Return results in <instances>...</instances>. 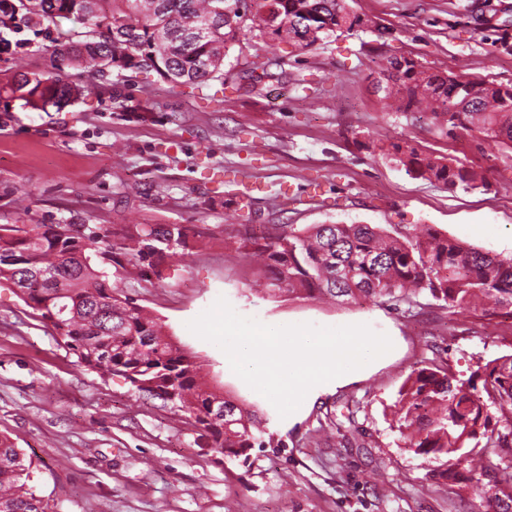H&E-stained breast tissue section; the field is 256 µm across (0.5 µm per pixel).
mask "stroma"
Returning a JSON list of instances; mask_svg holds the SVG:
<instances>
[{
    "label": "stroma",
    "mask_w": 512,
    "mask_h": 512,
    "mask_svg": "<svg viewBox=\"0 0 512 512\" xmlns=\"http://www.w3.org/2000/svg\"><path fill=\"white\" fill-rule=\"evenodd\" d=\"M372 27L296 55L268 49L256 15L224 57V91L210 100L158 76L131 75L129 111L112 109L110 86L90 69L62 78L85 90L64 112H37L0 98V224H182L200 235L161 282L125 292L159 317L166 334L199 356L207 380L271 415L280 450L253 448L249 464L204 447L195 428L125 382L78 367L14 289L0 287V437L32 462L29 484L49 512H485L491 490L429 486L437 460L417 456L390 426L389 407L412 366L446 360L459 377L512 355V319L437 306L412 312L362 300L349 305L271 297L225 249L240 225H423L486 250L512 253V152L478 133L442 132L430 115L383 109L376 89L388 56L436 71L512 85V0H347ZM0 79L45 70L49 43L36 29L12 35ZM260 83H253V76ZM413 141L483 171L485 192L448 190L373 157L354 135ZM226 298L262 323L366 324L392 350L374 365L312 389L280 418L223 352L188 321ZM354 419L347 444L336 426Z\"/></svg>",
    "instance_id": "obj_1"
}]
</instances>
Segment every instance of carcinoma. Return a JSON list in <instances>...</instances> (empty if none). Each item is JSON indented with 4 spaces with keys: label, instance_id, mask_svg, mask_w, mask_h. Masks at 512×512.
Returning a JSON list of instances; mask_svg holds the SVG:
<instances>
[{
    "label": "carcinoma",
    "instance_id": "carcinoma-1",
    "mask_svg": "<svg viewBox=\"0 0 512 512\" xmlns=\"http://www.w3.org/2000/svg\"><path fill=\"white\" fill-rule=\"evenodd\" d=\"M273 43L305 53L372 20L350 12L346 0H275ZM236 0H0V26L38 27L51 43L49 69L23 72L4 88L34 111L60 112L84 93L61 72L86 65L96 73L156 72L163 66L176 85L194 95L224 82V56L239 40ZM378 81L383 98L406 115L425 112L452 134L475 131L512 149V86L454 72L431 71L417 60L388 59ZM112 110L129 111L120 81L112 82ZM382 155L416 176L465 191L490 187L487 178L450 156L421 154L409 141L380 146ZM175 243L162 242L166 224H127L74 236L66 224H1L0 286L15 289L25 305L76 357L78 366L123 378L134 392L184 414L206 447L224 458L249 459L255 447L280 448L266 431L268 415L210 388L198 356L177 346L148 311L110 278L165 279L167 260L188 251L198 232L177 224ZM237 251L258 261L271 296L371 300L408 308L427 295L455 314L490 300L483 310L512 316V257L506 258L428 226L267 224L261 233L236 230ZM45 277L38 279L33 272ZM496 408L499 415L491 414ZM406 447L419 456L445 457L434 469L437 487L492 478L488 512H512V355L477 363L467 379L446 362L420 361L408 374L392 411ZM29 465L20 449L0 440V512H49L28 487Z\"/></svg>",
    "mask_w": 512,
    "mask_h": 512
}]
</instances>
